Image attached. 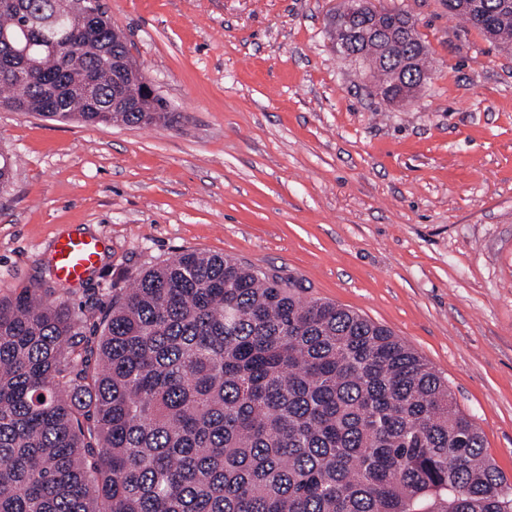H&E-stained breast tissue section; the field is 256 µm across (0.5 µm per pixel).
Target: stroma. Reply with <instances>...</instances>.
<instances>
[{"instance_id": "obj_1", "label": "stroma", "mask_w": 512, "mask_h": 512, "mask_svg": "<svg viewBox=\"0 0 512 512\" xmlns=\"http://www.w3.org/2000/svg\"><path fill=\"white\" fill-rule=\"evenodd\" d=\"M170 126L0 111L15 162L0 194V297L47 279L55 239L102 243L83 283L186 250L297 279L389 328L447 378L512 483V50L450 15L408 11L433 69L395 108L325 30L336 0H101Z\"/></svg>"}]
</instances>
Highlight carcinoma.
<instances>
[{"instance_id":"carcinoma-1","label":"carcinoma","mask_w":512,"mask_h":512,"mask_svg":"<svg viewBox=\"0 0 512 512\" xmlns=\"http://www.w3.org/2000/svg\"><path fill=\"white\" fill-rule=\"evenodd\" d=\"M448 12L512 47V0ZM347 30L384 96L410 71L380 40L427 51L402 10ZM126 45L100 0H0V110L177 122L135 82L112 110ZM13 174L1 151V192ZM0 512H512V486L448 381L389 329L184 251L106 305L0 298Z\"/></svg>"}]
</instances>
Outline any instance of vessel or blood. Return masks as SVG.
Returning <instances> with one entry per match:
<instances>
[{"mask_svg":"<svg viewBox=\"0 0 512 512\" xmlns=\"http://www.w3.org/2000/svg\"><path fill=\"white\" fill-rule=\"evenodd\" d=\"M100 257L99 239L83 234L60 235L51 250V261L57 277L69 285L86 280L97 268Z\"/></svg>","mask_w":512,"mask_h":512,"instance_id":"obj_1","label":"vessel or blood"}]
</instances>
